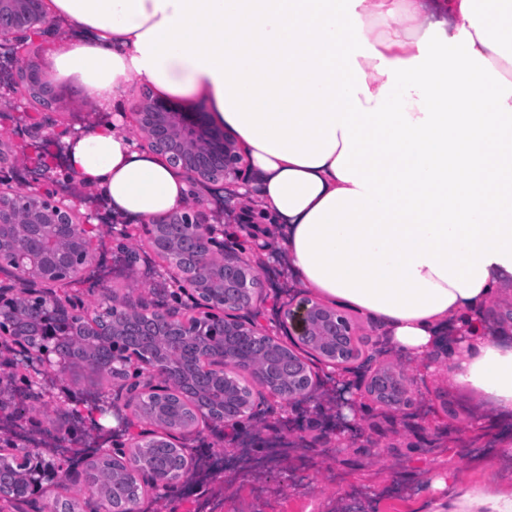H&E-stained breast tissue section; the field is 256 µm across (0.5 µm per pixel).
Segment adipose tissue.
<instances>
[{"mask_svg":"<svg viewBox=\"0 0 512 512\" xmlns=\"http://www.w3.org/2000/svg\"><path fill=\"white\" fill-rule=\"evenodd\" d=\"M78 28L47 67L97 110L130 83L204 100L260 176L303 287L373 318L395 354L440 332L454 388L512 417V338L482 316L512 278V0H49ZM63 167L113 215L179 208L186 177L103 123ZM425 512H512L441 472Z\"/></svg>","mask_w":512,"mask_h":512,"instance_id":"obj_1","label":"adipose tissue"}]
</instances>
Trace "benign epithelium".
<instances>
[{"mask_svg":"<svg viewBox=\"0 0 512 512\" xmlns=\"http://www.w3.org/2000/svg\"><path fill=\"white\" fill-rule=\"evenodd\" d=\"M45 0H0V50L15 62L29 41L54 31ZM25 87L23 114L49 112L54 86L40 69L0 67V88ZM148 151L187 175L189 182L224 190V217L195 202L135 227L164 260L185 300L174 305L148 294L105 288L91 306L65 289L98 265L100 226L89 223L48 167L38 182L0 190V353L20 357L29 370L63 376L73 368L112 377V397L99 415L118 421L121 448H173L176 469H133L135 492L119 512H139L156 492L186 487L198 473L191 442L206 432L237 439L261 437L283 406L343 404L360 393L401 411L411 403L415 377L403 365H381L385 343L357 337L353 321L310 292L289 286L283 301L268 289L255 254L271 250L257 178L238 140L204 118L145 93L131 112ZM16 143L0 140V170L16 165ZM238 229L224 234V225ZM490 329L512 336V307L485 316ZM220 388L200 398L194 379ZM17 413L0 404V501L14 512H60L48 500L54 487L87 473L22 442L9 429Z\"/></svg>","mask_w":512,"mask_h":512,"instance_id":"1","label":"benign epithelium"}]
</instances>
